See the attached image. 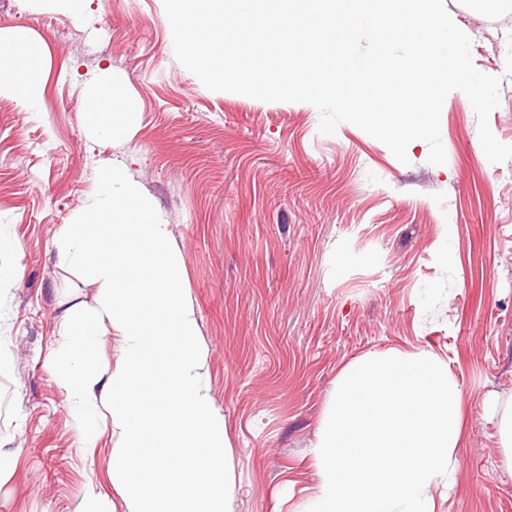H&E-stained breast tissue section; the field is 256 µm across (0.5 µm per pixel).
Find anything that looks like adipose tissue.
Masks as SVG:
<instances>
[{"instance_id":"1","label":"adipose tissue","mask_w":512,"mask_h":512,"mask_svg":"<svg viewBox=\"0 0 512 512\" xmlns=\"http://www.w3.org/2000/svg\"><path fill=\"white\" fill-rule=\"evenodd\" d=\"M48 50L24 29L0 30V96L40 107ZM87 129L121 137L139 121L123 73L104 69L83 87ZM80 221L61 225L63 263L94 286L72 307L45 365L75 412L83 455L112 452V485L126 512H232L229 444L203 375L196 313L180 286L179 256L154 199L122 165L94 171ZM117 333L115 362L86 354Z\"/></svg>"}]
</instances>
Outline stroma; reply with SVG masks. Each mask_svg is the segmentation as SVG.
<instances>
[{
	"label": "stroma",
	"mask_w": 512,
	"mask_h": 512,
	"mask_svg": "<svg viewBox=\"0 0 512 512\" xmlns=\"http://www.w3.org/2000/svg\"><path fill=\"white\" fill-rule=\"evenodd\" d=\"M475 67L502 79L489 126L512 145V4L496 15L445 0ZM49 53L44 100L0 96V251L17 280L0 297V443L18 454L0 512H72L88 474L111 492L109 448L83 457L45 359L65 312L94 289L58 262L96 166L119 162L174 231L204 375L232 449L233 512H306L312 453L341 370L369 353L429 351L462 402L459 463L435 512H512L501 420L512 411V160L486 158L468 98L440 116L446 163L399 162L350 123L320 133L305 102L207 89L174 57L163 0H0V29ZM122 72L141 122L90 136L84 84Z\"/></svg>",
	"instance_id": "stroma-1"
}]
</instances>
